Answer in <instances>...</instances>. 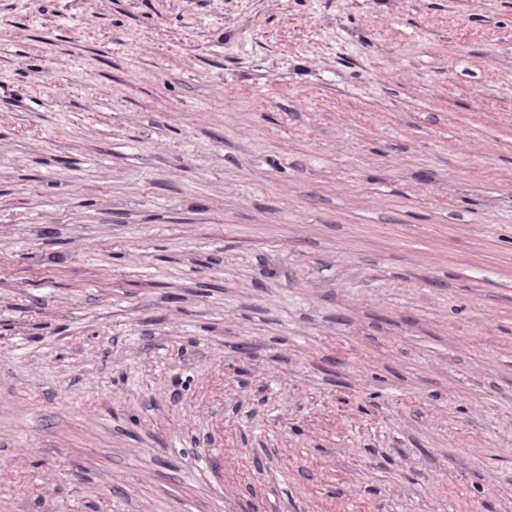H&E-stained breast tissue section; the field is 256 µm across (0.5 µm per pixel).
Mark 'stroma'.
Segmentation results:
<instances>
[{
  "label": "stroma",
  "instance_id": "stroma-1",
  "mask_svg": "<svg viewBox=\"0 0 512 512\" xmlns=\"http://www.w3.org/2000/svg\"><path fill=\"white\" fill-rule=\"evenodd\" d=\"M0 512H512V0H0Z\"/></svg>",
  "mask_w": 512,
  "mask_h": 512
}]
</instances>
